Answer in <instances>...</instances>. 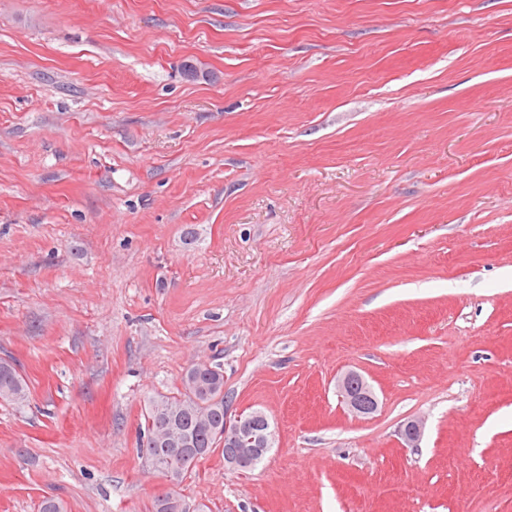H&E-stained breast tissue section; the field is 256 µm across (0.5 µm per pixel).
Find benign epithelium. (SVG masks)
Segmentation results:
<instances>
[{
	"label": "benign epithelium",
	"mask_w": 512,
	"mask_h": 512,
	"mask_svg": "<svg viewBox=\"0 0 512 512\" xmlns=\"http://www.w3.org/2000/svg\"><path fill=\"white\" fill-rule=\"evenodd\" d=\"M341 401L356 415L367 416L378 408V399L368 381L350 371L337 381ZM424 421L415 418L402 424L400 436L407 448H417L424 433ZM276 432L268 416L253 410L247 416L224 412V466L233 470L253 469L274 448Z\"/></svg>",
	"instance_id": "1"
}]
</instances>
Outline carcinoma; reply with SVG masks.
<instances>
[{
	"label": "carcinoma",
	"instance_id": "carcinoma-1",
	"mask_svg": "<svg viewBox=\"0 0 512 512\" xmlns=\"http://www.w3.org/2000/svg\"><path fill=\"white\" fill-rule=\"evenodd\" d=\"M0 400L18 407L29 400V387L16 365L0 359ZM224 370L218 364L188 367L181 388L173 395L149 399L140 433V446L152 449L162 473L171 477L168 490L154 498L153 512H204V505L182 493V484L197 463L224 442ZM169 421L191 440L193 447L176 450L152 447L154 430Z\"/></svg>",
	"mask_w": 512,
	"mask_h": 512
}]
</instances>
